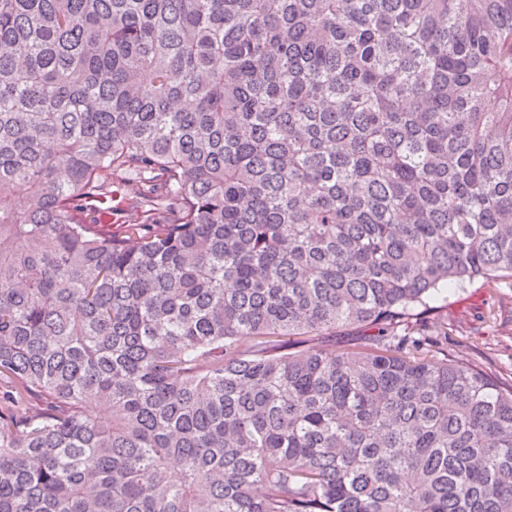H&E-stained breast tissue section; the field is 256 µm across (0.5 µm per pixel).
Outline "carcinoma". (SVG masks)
<instances>
[{"instance_id": "carcinoma-1", "label": "carcinoma", "mask_w": 512, "mask_h": 512, "mask_svg": "<svg viewBox=\"0 0 512 512\" xmlns=\"http://www.w3.org/2000/svg\"><path fill=\"white\" fill-rule=\"evenodd\" d=\"M507 277L512 0H0V512H512ZM430 306L440 307L424 326L426 336L448 338L440 347L487 374L512 380V279L448 288ZM448 323V325H446Z\"/></svg>"}]
</instances>
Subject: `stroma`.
Wrapping results in <instances>:
<instances>
[{"label": "stroma", "instance_id": "stroma-1", "mask_svg": "<svg viewBox=\"0 0 512 512\" xmlns=\"http://www.w3.org/2000/svg\"><path fill=\"white\" fill-rule=\"evenodd\" d=\"M434 304L437 311L425 324V335L441 337L450 355L512 380V279L454 287Z\"/></svg>", "mask_w": 512, "mask_h": 512}]
</instances>
